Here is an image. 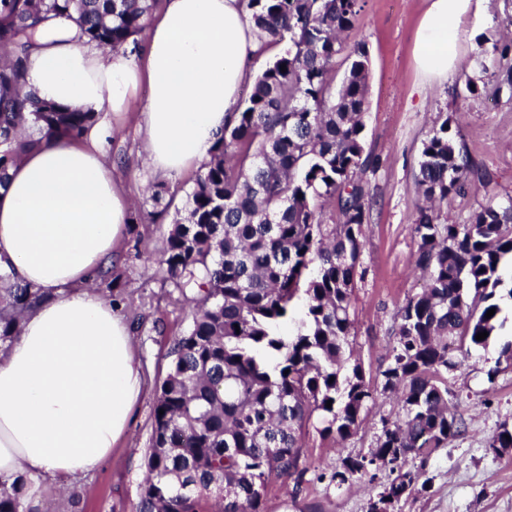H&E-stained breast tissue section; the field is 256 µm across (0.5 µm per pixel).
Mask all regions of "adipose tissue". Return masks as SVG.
Segmentation results:
<instances>
[{
    "instance_id": "obj_1",
    "label": "adipose tissue",
    "mask_w": 512,
    "mask_h": 512,
    "mask_svg": "<svg viewBox=\"0 0 512 512\" xmlns=\"http://www.w3.org/2000/svg\"><path fill=\"white\" fill-rule=\"evenodd\" d=\"M479 0H426L414 39L423 79L447 80ZM245 0H162L139 52L87 43L67 17L45 21L26 86L68 107L128 112L140 86L154 170L200 168L237 109L259 54H272ZM109 125L27 150L0 188V267L39 288L12 344L0 349V480L34 487L83 478L127 432L147 380L116 305L95 288L118 260L131 201L105 158Z\"/></svg>"
}]
</instances>
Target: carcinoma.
<instances>
[{
    "instance_id": "carcinoma-1",
    "label": "carcinoma",
    "mask_w": 512,
    "mask_h": 512,
    "mask_svg": "<svg viewBox=\"0 0 512 512\" xmlns=\"http://www.w3.org/2000/svg\"><path fill=\"white\" fill-rule=\"evenodd\" d=\"M155 6L0 0L1 187L31 146L18 136L24 124L47 140L78 139L98 121L94 112L22 93L47 13L76 16L82 36L99 47L136 49ZM246 7L260 34L288 49L256 76L165 241L160 263L176 287L196 290L195 310L155 399L140 512H204L208 498L215 512H264L267 482L293 477L309 429L344 440L373 399L350 346L351 295L371 210L363 175L377 167L364 150L368 54L343 40L360 0H247ZM476 183L486 188L491 177L441 122L423 143L418 184L430 205L413 224L426 286L399 311L396 354L384 373V389L399 394L403 415L384 425L368 454L336 473L341 483L356 475L373 480L383 468L394 474L368 512L416 490L408 458L465 432L449 407L448 371L458 356L487 345L478 333L493 335L501 261L512 255V198L490 201L458 224L442 214L440 204ZM169 192L162 182L152 186L151 210L137 205L135 219L165 223ZM302 297L306 319L295 335H279ZM41 299L0 269L1 347ZM489 447L508 453L512 427L503 424ZM25 484L21 475L0 480V512H23Z\"/></svg>"
}]
</instances>
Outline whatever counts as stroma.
Returning a JSON list of instances; mask_svg holds the SVG:
<instances>
[{"label": "stroma", "mask_w": 512, "mask_h": 512, "mask_svg": "<svg viewBox=\"0 0 512 512\" xmlns=\"http://www.w3.org/2000/svg\"><path fill=\"white\" fill-rule=\"evenodd\" d=\"M361 4L350 39L365 43L369 55L365 149L379 164L366 175L373 208L351 297V336L374 398L357 433L347 440L334 444L317 433L307 435L302 449L306 471L298 490L271 479L265 512H367L375 484L391 478L383 469L373 481L356 477L339 485L334 480L346 458L367 454L384 421L402 413L399 398L383 389V373L393 360L397 314L425 283L414 265L417 240L411 226L424 202L418 161L432 127L449 121L456 140L492 179L489 188L476 186L466 197L450 199V219L464 220L488 199L512 197V98L489 91L473 95L465 88L466 77L505 67L491 47L512 30V0H483L479 16L467 21L477 33L462 43L459 67L442 83L424 81L413 61L425 0ZM107 152L116 178L134 202H142L155 178L136 123L110 139ZM169 230V225L146 220L129 224L117 268L119 286L113 294L148 377L133 423L110 459L86 478L26 494V512H138L157 391L169 370L171 346L192 321V291L175 288L158 265ZM499 320L487 346L472 351L448 374L451 404L465 421V433L409 460L421 488L402 499L395 512H512V453L499 456L488 448L501 425L512 426V365L498 362L502 345L512 340V299H502Z\"/></svg>", "instance_id": "stroma-1"}]
</instances>
